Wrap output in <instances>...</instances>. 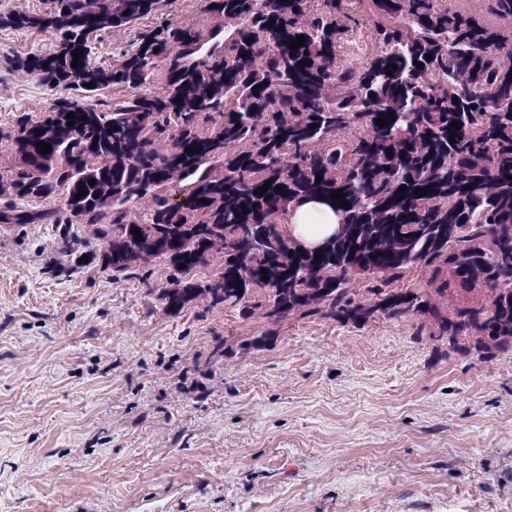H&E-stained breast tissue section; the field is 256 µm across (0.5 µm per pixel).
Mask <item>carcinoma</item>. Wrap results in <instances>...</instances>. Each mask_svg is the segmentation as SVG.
<instances>
[{
    "instance_id": "obj_1",
    "label": "carcinoma",
    "mask_w": 512,
    "mask_h": 512,
    "mask_svg": "<svg viewBox=\"0 0 512 512\" xmlns=\"http://www.w3.org/2000/svg\"><path fill=\"white\" fill-rule=\"evenodd\" d=\"M170 2L46 0L39 13H0V28L54 34L50 52L19 60L53 97L45 116L15 120L0 223L58 225L77 268L171 266L170 310L203 295L276 322L421 316L433 341L470 339L483 359L512 351V0H200L219 22L207 32L178 19L139 25ZM364 13L375 49L347 62L342 45ZM129 28L118 63L97 61L95 39ZM158 71L164 86L152 92ZM114 88L127 93L115 107L100 99ZM338 190L350 207L330 198ZM58 195L62 206H38ZM310 197L344 224L318 261L283 238L291 207ZM75 220L105 245L82 262ZM413 268L427 288L391 287ZM362 277L364 299L348 288ZM475 289L476 304L436 301Z\"/></svg>"
}]
</instances>
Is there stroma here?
Instances as JSON below:
<instances>
[{
    "label": "stroma",
    "mask_w": 512,
    "mask_h": 512,
    "mask_svg": "<svg viewBox=\"0 0 512 512\" xmlns=\"http://www.w3.org/2000/svg\"><path fill=\"white\" fill-rule=\"evenodd\" d=\"M53 43L0 30V167L44 114L10 63ZM56 237L0 224V512H512V352L172 311L167 265L77 268Z\"/></svg>",
    "instance_id": "35a3bbf8"
}]
</instances>
